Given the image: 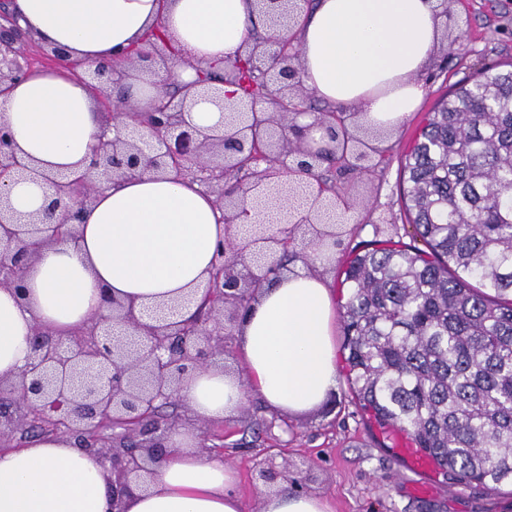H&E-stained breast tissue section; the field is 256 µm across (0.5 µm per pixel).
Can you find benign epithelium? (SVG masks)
<instances>
[{"instance_id": "1", "label": "benign epithelium", "mask_w": 512, "mask_h": 512, "mask_svg": "<svg viewBox=\"0 0 512 512\" xmlns=\"http://www.w3.org/2000/svg\"><path fill=\"white\" fill-rule=\"evenodd\" d=\"M279 35L278 49L253 47L246 63L265 92L249 95L250 108L237 111L239 101L220 92L212 102L235 120L222 128L204 129L189 118L190 93L203 79L179 88L174 101L175 55H164L158 43L126 64L100 62L89 68L70 58L63 47L50 49L53 65L87 74L101 104L110 112L115 136L98 138L87 169L67 177L42 175L52 186V197L38 213L15 210L4 192L5 181L25 180L36 170L19 159L12 138L0 148V288L23 294L27 265L38 249L55 239L77 237L76 224L96 195L112 182L151 170L174 180L198 183L215 198L225 227L251 220V233L228 235L217 250L203 296V313L182 321L167 316L149 317L133 302L102 295V307L69 336L67 346L53 332L37 324L28 337L29 360L16 379L0 378V426L12 410L24 412L25 431L49 428L69 434L77 447L112 464V506L132 485L146 482L153 467L173 453L167 446L172 424L159 415L167 404L180 402L183 383L194 373L214 366L224 354L226 324L238 319L242 299L255 297L267 280L273 258L285 239L311 230L318 246L336 238L337 211L352 201L304 179L305 170L319 167L325 156L343 152L355 168L370 160L335 139L322 145L310 137L315 125L301 127L305 110L292 106L303 92L292 82L299 60L292 28L295 0H258ZM0 24V88L30 71L31 63L20 42L21 29L10 13ZM163 66L166 78L153 83L156 95L145 112L155 124H137L140 112L125 91L128 69ZM120 428L113 438L104 427Z\"/></svg>"}]
</instances>
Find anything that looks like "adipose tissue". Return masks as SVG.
Here are the masks:
<instances>
[{
    "instance_id": "1",
    "label": "adipose tissue",
    "mask_w": 512,
    "mask_h": 512,
    "mask_svg": "<svg viewBox=\"0 0 512 512\" xmlns=\"http://www.w3.org/2000/svg\"><path fill=\"white\" fill-rule=\"evenodd\" d=\"M256 0H14L23 28L88 63L120 59L161 30L202 69L221 71L257 45ZM448 25L441 0H315L294 32L300 71L315 98L353 112V133L395 131L425 94L420 76ZM17 154L40 177L11 183L12 206L40 211L43 174L85 169L102 131L89 87L66 70L38 71L0 96ZM213 196L189 181L147 172L112 184L86 211L76 239L42 247L28 265L23 295L0 288V377L25 367L34 325L70 334L102 292L147 307L200 296L225 226ZM244 376L194 374L181 398L197 416L236 414L246 393L270 409L301 415L336 391V299L329 276L296 266L273 279L235 325ZM175 453L147 486L122 498L124 512H242L236 470L173 434ZM0 512H112L111 467L49 434L0 450ZM262 512H331L326 500L280 487Z\"/></svg>"
}]
</instances>
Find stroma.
I'll list each match as a JSON object with an SVG mask.
<instances>
[{
    "instance_id": "1",
    "label": "stroma",
    "mask_w": 512,
    "mask_h": 512,
    "mask_svg": "<svg viewBox=\"0 0 512 512\" xmlns=\"http://www.w3.org/2000/svg\"><path fill=\"white\" fill-rule=\"evenodd\" d=\"M448 39L424 76L426 94L418 110L387 138L384 156L368 170L334 174L338 187L356 200L354 224L317 273L337 274L352 248L381 238H408L400 199L401 162L426 113L450 85L473 73L512 61V0H456ZM180 426L195 434L223 435V458L238 473L236 492L244 512H259L266 484L262 468L288 473L297 491L317 494L333 512H512V494L481 486L453 487L435 473L416 474L397 451L380 446L355 412L345 378L331 400L294 418L248 398L239 413L221 421L181 411Z\"/></svg>"
}]
</instances>
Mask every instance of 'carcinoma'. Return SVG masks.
<instances>
[{
  "mask_svg": "<svg viewBox=\"0 0 512 512\" xmlns=\"http://www.w3.org/2000/svg\"><path fill=\"white\" fill-rule=\"evenodd\" d=\"M408 243L349 254L347 383L453 485L512 489V62L455 84L402 167Z\"/></svg>",
  "mask_w": 512,
  "mask_h": 512,
  "instance_id": "1",
  "label": "carcinoma"
}]
</instances>
